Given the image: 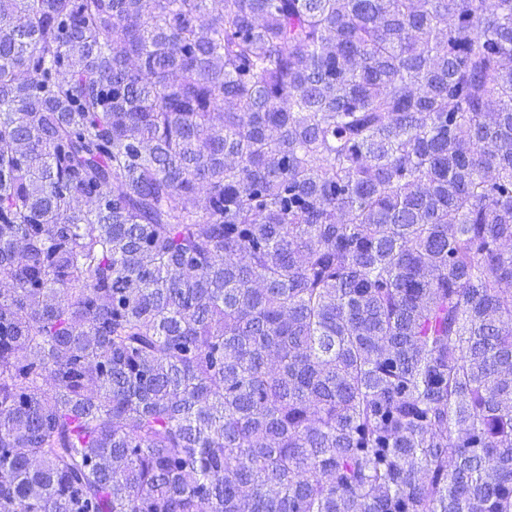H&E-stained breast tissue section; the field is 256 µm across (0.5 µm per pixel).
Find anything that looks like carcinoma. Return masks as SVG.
<instances>
[{
  "label": "carcinoma",
  "instance_id": "carcinoma-1",
  "mask_svg": "<svg viewBox=\"0 0 512 512\" xmlns=\"http://www.w3.org/2000/svg\"><path fill=\"white\" fill-rule=\"evenodd\" d=\"M512 0H0V512H512Z\"/></svg>",
  "mask_w": 512,
  "mask_h": 512
}]
</instances>
